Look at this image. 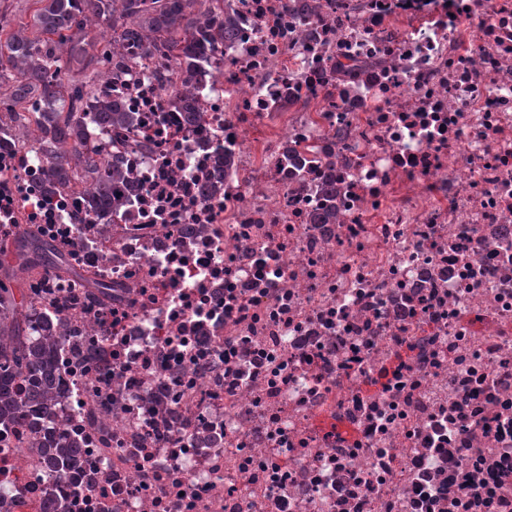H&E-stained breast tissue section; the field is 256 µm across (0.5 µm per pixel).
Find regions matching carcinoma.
Listing matches in <instances>:
<instances>
[{"label":"carcinoma","mask_w":512,"mask_h":512,"mask_svg":"<svg viewBox=\"0 0 512 512\" xmlns=\"http://www.w3.org/2000/svg\"><path fill=\"white\" fill-rule=\"evenodd\" d=\"M9 2L0 0V81L9 87L0 107L40 145L50 184L78 180L94 213L102 207L119 212L125 200L116 185L124 172L105 167L86 146L87 119L117 138L129 122L119 104L95 96L112 48H152L188 75L201 41L232 32L231 21H216L224 0H32L29 21L18 23ZM31 241L32 250L20 248L0 264V425L22 411L35 421L47 416L60 386L58 337L37 333L30 275L37 268L63 270L66 260L51 241ZM19 379L27 383L24 397L13 389ZM77 458L78 449L60 437L37 442L36 460L62 480L72 479Z\"/></svg>","instance_id":"1"}]
</instances>
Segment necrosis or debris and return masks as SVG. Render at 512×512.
<instances>
[{
    "instance_id": "necrosis-or-debris-1",
    "label": "necrosis or debris",
    "mask_w": 512,
    "mask_h": 512,
    "mask_svg": "<svg viewBox=\"0 0 512 512\" xmlns=\"http://www.w3.org/2000/svg\"><path fill=\"white\" fill-rule=\"evenodd\" d=\"M226 2L192 98L113 50L110 223L0 134V230L112 281L37 277L63 383L0 429V512H512V0ZM78 449L67 446L61 437H47L37 442L36 460L50 475L62 480H74L71 469L78 458Z\"/></svg>"
}]
</instances>
